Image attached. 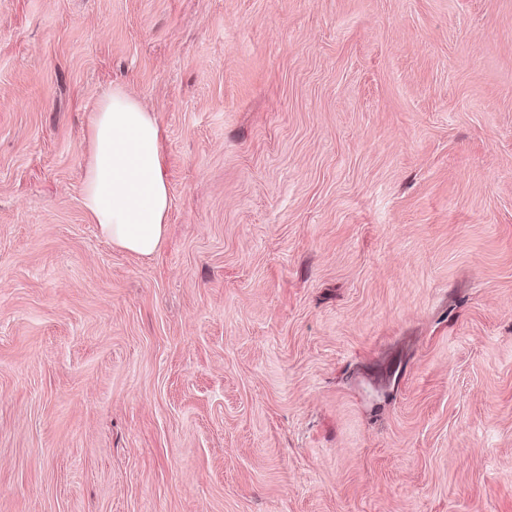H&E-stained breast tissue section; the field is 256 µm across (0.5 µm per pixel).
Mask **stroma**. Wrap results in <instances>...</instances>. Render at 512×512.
Returning a JSON list of instances; mask_svg holds the SVG:
<instances>
[{
  "label": "stroma",
  "instance_id": "stroma-1",
  "mask_svg": "<svg viewBox=\"0 0 512 512\" xmlns=\"http://www.w3.org/2000/svg\"><path fill=\"white\" fill-rule=\"evenodd\" d=\"M0 512H512V0H0ZM153 112L121 87L93 111L80 205L103 238L150 256L162 245L170 207Z\"/></svg>",
  "mask_w": 512,
  "mask_h": 512
}]
</instances>
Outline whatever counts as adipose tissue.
<instances>
[{"instance_id":"ef3b65f1","label":"adipose tissue","mask_w":512,"mask_h":512,"mask_svg":"<svg viewBox=\"0 0 512 512\" xmlns=\"http://www.w3.org/2000/svg\"><path fill=\"white\" fill-rule=\"evenodd\" d=\"M154 113L122 88L93 111L80 205L103 238L149 256L162 245L170 207Z\"/></svg>"}]
</instances>
